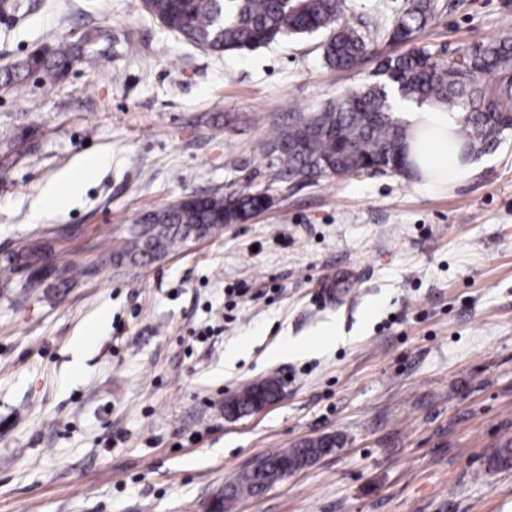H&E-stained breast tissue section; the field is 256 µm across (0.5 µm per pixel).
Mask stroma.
Instances as JSON below:
<instances>
[{
  "mask_svg": "<svg viewBox=\"0 0 512 512\" xmlns=\"http://www.w3.org/2000/svg\"><path fill=\"white\" fill-rule=\"evenodd\" d=\"M0 68L79 43L52 86L0 89V254L38 242L82 269L0 296V512H205L260 457L333 450L226 512H512V130L459 182L412 172L283 180L270 143L412 46L433 60L512 37V0H435L411 44L408 0H342L378 28L350 71L325 32L215 54L142 0H17ZM103 157L63 203L44 187ZM267 192L268 210L143 267L110 255L143 212ZM280 400L231 418L240 388ZM434 15L433 0H412L405 12L393 23L389 30V39L398 43L410 41Z\"/></svg>",
  "mask_w": 512,
  "mask_h": 512,
  "instance_id": "obj_1",
  "label": "stroma"
}]
</instances>
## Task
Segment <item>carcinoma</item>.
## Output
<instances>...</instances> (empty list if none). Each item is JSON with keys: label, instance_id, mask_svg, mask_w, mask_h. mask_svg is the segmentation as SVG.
<instances>
[{"label": "carcinoma", "instance_id": "carcinoma-1", "mask_svg": "<svg viewBox=\"0 0 512 512\" xmlns=\"http://www.w3.org/2000/svg\"><path fill=\"white\" fill-rule=\"evenodd\" d=\"M147 15L191 44L214 53L252 51L289 34L329 31L322 47L325 63L337 70L359 65L369 52V35L346 24L341 0H142ZM435 15L434 0H411L389 30V39L404 43ZM80 47L60 42L27 55L0 73V83L18 89L31 75L55 82L79 61ZM381 74L405 100L464 114L454 137L473 152L512 128V39L504 37L469 53L437 62L418 50L388 57ZM408 128L394 116L385 88L373 84L351 89L321 111L281 131L272 146L279 174L310 179L390 168L406 150ZM270 203L261 192L229 196L190 195L178 204L144 213L130 225L121 246L112 252L115 264L153 262L175 246L205 237L226 224L243 223ZM30 271L21 296L42 288H66L74 268L34 243L0 257V287L20 271ZM321 438L265 455L268 462L300 461L313 448H330ZM270 475L243 478L229 497L255 495L269 486Z\"/></svg>", "mask_w": 512, "mask_h": 512}]
</instances>
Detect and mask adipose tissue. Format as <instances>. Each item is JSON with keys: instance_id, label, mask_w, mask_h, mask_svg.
Listing matches in <instances>:
<instances>
[{"instance_id": "ef3b65f1", "label": "adipose tissue", "mask_w": 512, "mask_h": 512, "mask_svg": "<svg viewBox=\"0 0 512 512\" xmlns=\"http://www.w3.org/2000/svg\"><path fill=\"white\" fill-rule=\"evenodd\" d=\"M463 115L423 107L408 113L407 163L423 185L435 187L458 181L471 167L466 149L453 132Z\"/></svg>"}]
</instances>
